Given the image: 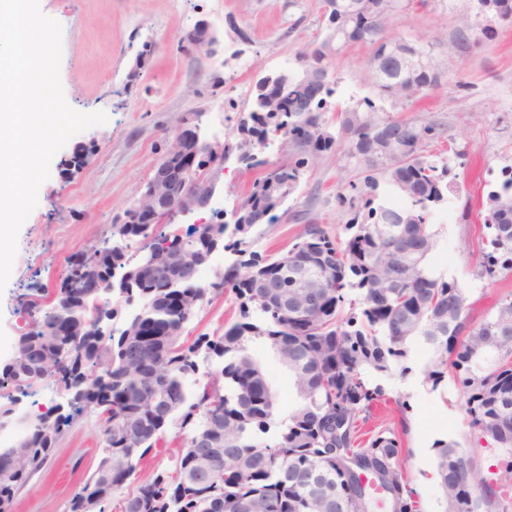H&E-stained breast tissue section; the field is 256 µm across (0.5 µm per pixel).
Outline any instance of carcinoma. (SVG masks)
<instances>
[{
  "label": "carcinoma",
  "instance_id": "cac0c4a2",
  "mask_svg": "<svg viewBox=\"0 0 512 512\" xmlns=\"http://www.w3.org/2000/svg\"><path fill=\"white\" fill-rule=\"evenodd\" d=\"M354 13L336 21L325 38L299 53L301 71L290 75L288 86L276 92L288 99L286 112H252L250 124L238 126L235 139L224 140V160L231 157L248 170L260 173L253 180L241 207L244 223L234 225L237 239L224 250L239 257L240 267L224 271V281L202 288L169 287L183 280L175 265L149 272L140 287L125 289L127 302L138 300L141 317L154 321L148 336H105L95 326L99 305H84L80 294L84 275L80 263L68 270L56 300L77 299L76 310L85 314L87 326L79 336H44L42 324L57 316L56 308L34 319V328L19 337L14 364L7 380L18 390L45 381L63 382L77 388L92 384L98 390L91 402L73 399L70 413L51 418L53 410L27 413L19 419L25 428L24 447L10 453L0 448V512H12L18 491L47 463L62 436V426L85 414L87 409L112 410V426L100 422L99 443L104 456L95 472L79 485L69 500V512H106L104 504L137 483L122 500L121 512H321L309 483V473L324 472L339 486L347 512H366L369 505L357 480L358 473L373 471L386 486L397 491V512H419L415 491L406 472L400 438L390 428L366 430L376 407L386 401L382 385H371L366 370L390 375L407 358L410 346L420 342L433 358L423 368L424 381L432 388L452 375L454 386L466 406L467 423L479 448L493 449L497 457L496 480L484 486L483 496L470 498V487L483 480L476 451L452 453L450 445L438 442L435 466L445 499L464 504L465 512H512V498L504 491L512 483V323L506 337L492 345L483 343L484 326L496 322L502 310L512 317V291L496 303L490 321L477 322L469 315L468 297L454 280L436 277L429 269L435 247V232L429 224L431 210L444 202L448 192V165L427 155L431 143L443 139L441 123L419 125L394 118L366 98L354 107H330L334 93L326 87L312 111L303 102L310 72L330 74L335 55L349 44L368 42L371 56L384 52L387 43L381 31L394 13L405 8L404 0H386L380 10L370 9L371 0H336ZM500 21H512V0H480ZM408 67L374 74L384 100L410 103L429 91L433 75L421 68L415 82H404ZM333 112L327 116V112ZM300 125L322 129L298 145L288 159L269 163L240 150L248 139L265 145L273 139L288 141V133ZM376 125L401 131L398 149L374 140ZM349 135L341 152L346 164L363 174V185L374 192L384 179L410 201L395 207L383 200L370 208L368 219L353 217L345 225L346 237L331 236L320 224H305L289 249L292 256L259 257L247 250V236L258 224L275 222L278 205L270 201L268 182L275 180L293 194L314 161L336 151L337 137L331 128ZM501 190L487 194L482 260L477 276L491 282L512 275V165L502 167ZM407 214L405 236L387 239L381 228L388 218ZM429 248L415 256V264L389 282L384 267L398 261L408 247ZM172 244L207 257L212 242L192 234L174 237ZM131 242L112 246V270L131 262ZM322 274L335 291L334 308L306 318H295L281 309L278 297L271 299L241 282L244 269L256 277L280 273L284 258ZM194 297L205 304L219 295H233L237 314L220 336L203 334L192 343L182 341L192 312L171 309L173 292ZM453 306L457 321L437 334L430 322L441 310ZM264 344L279 354L293 371L296 383H305L307 394L288 415V423L271 431L277 402L264 404L253 397L246 374L263 376L272 387L261 362L251 353ZM204 355L218 366L203 379L195 378L197 358ZM178 428L182 440L167 470H146V461L167 447L170 427ZM223 442L222 459H210L211 449L202 437Z\"/></svg>",
  "mask_w": 512,
  "mask_h": 512
}]
</instances>
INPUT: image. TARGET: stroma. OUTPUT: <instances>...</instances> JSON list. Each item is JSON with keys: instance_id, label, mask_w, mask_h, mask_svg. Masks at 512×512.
<instances>
[{"instance_id": "obj_1", "label": "stroma", "mask_w": 512, "mask_h": 512, "mask_svg": "<svg viewBox=\"0 0 512 512\" xmlns=\"http://www.w3.org/2000/svg\"><path fill=\"white\" fill-rule=\"evenodd\" d=\"M470 7L471 0H410L393 15L387 34L432 44L443 79L415 102L386 100L382 106L398 117L437 119L447 126L437 148L448 163L451 189L446 202L432 210L433 271L456 280L472 316L483 321L512 290L510 277L493 283L477 275L485 198L500 185L502 166L512 164V25L497 26L493 38L473 37L457 47ZM40 8L63 28L60 77L67 103L80 112H105L108 121L73 136L55 154L38 205L19 231L11 276L0 292V339L10 346L31 328L28 301L48 303L73 256L111 246L113 225L123 223L182 121L191 120L200 137L211 141L214 115L221 112L225 137H235L257 80L299 70L298 52L326 35L324 0H40ZM203 22L217 39L210 53L188 40ZM370 53L369 45L359 43L333 58L332 104L346 107L375 98ZM254 178V172L228 161L209 206L181 218L177 231L216 221L241 202ZM359 178L343 168L338 155L321 156L277 209L276 224L255 226L250 250L264 256L286 252L312 221L342 235L352 213L338 206L336 191ZM234 315L227 296L215 298L187 325L183 338L223 332ZM253 352L278 395L274 422H287L300 402L293 377L268 348ZM428 359L423 346L413 344L408 374H374L370 381L383 385L389 399L376 424L408 425L407 474L421 512H442L433 445L445 440L468 448L474 439L452 380L435 389L425 383ZM66 401L60 386L49 381L0 397V410L44 411ZM98 434L92 414L64 427L47 466L17 495L14 512H68L72 492L100 460Z\"/></svg>"}]
</instances>
